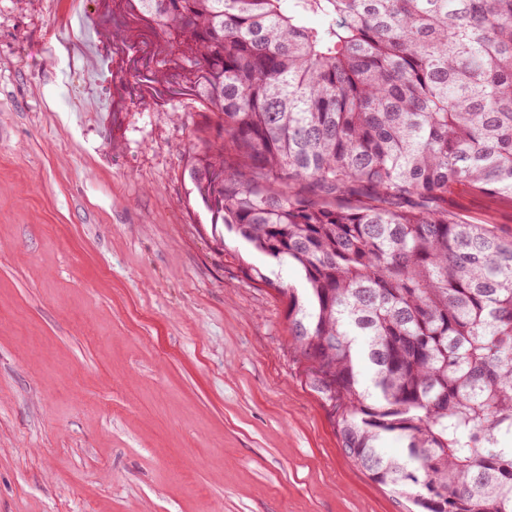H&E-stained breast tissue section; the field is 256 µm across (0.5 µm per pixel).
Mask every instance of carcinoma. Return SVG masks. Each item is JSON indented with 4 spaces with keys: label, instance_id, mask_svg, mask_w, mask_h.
I'll list each match as a JSON object with an SVG mask.
<instances>
[{
    "label": "carcinoma",
    "instance_id": "obj_1",
    "mask_svg": "<svg viewBox=\"0 0 512 512\" xmlns=\"http://www.w3.org/2000/svg\"><path fill=\"white\" fill-rule=\"evenodd\" d=\"M100 2L141 90L217 116L189 178L298 271L288 332L344 455L423 512H512V239L448 211L512 199V0Z\"/></svg>",
    "mask_w": 512,
    "mask_h": 512
}]
</instances>
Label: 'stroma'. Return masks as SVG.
I'll return each instance as SVG.
<instances>
[{
    "label": "stroma",
    "instance_id": "stroma-1",
    "mask_svg": "<svg viewBox=\"0 0 512 512\" xmlns=\"http://www.w3.org/2000/svg\"><path fill=\"white\" fill-rule=\"evenodd\" d=\"M98 13L0 0V512H407L294 354L296 269L188 177L215 117L136 88ZM448 209L512 238L510 199Z\"/></svg>",
    "mask_w": 512,
    "mask_h": 512
}]
</instances>
